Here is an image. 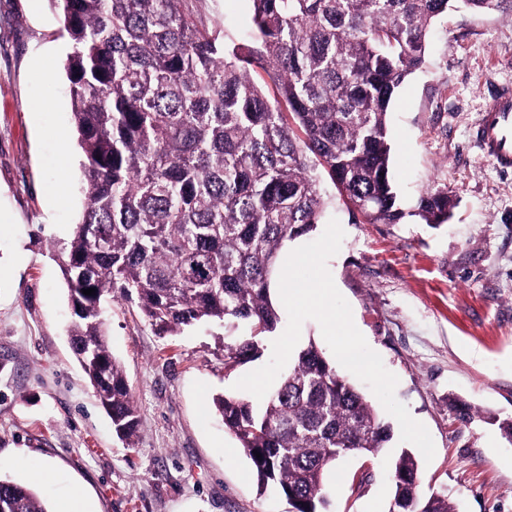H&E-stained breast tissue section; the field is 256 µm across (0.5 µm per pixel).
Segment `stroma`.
<instances>
[{
    "label": "stroma",
    "mask_w": 512,
    "mask_h": 512,
    "mask_svg": "<svg viewBox=\"0 0 512 512\" xmlns=\"http://www.w3.org/2000/svg\"><path fill=\"white\" fill-rule=\"evenodd\" d=\"M68 35L49 0H0V478L30 484L49 512L81 488L90 512H290L258 493L250 460L215 415L260 356L230 368L224 329L160 335L115 299L105 329L139 411L134 447L112 429L72 353L58 251L84 206L83 156L64 60ZM512 85V14L458 8L436 23L426 62L389 106L391 174L403 208L432 187L455 198L447 224H367L341 195L345 236L327 262L395 395L435 444L418 459L423 493L458 512H512V175L485 159L472 128L488 92ZM63 185L67 199L51 197ZM471 418L461 421L457 407ZM393 437L377 459L327 472L326 512H387Z\"/></svg>",
    "instance_id": "1"
}]
</instances>
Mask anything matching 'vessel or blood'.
I'll return each mask as SVG.
<instances>
[{
	"mask_svg": "<svg viewBox=\"0 0 512 512\" xmlns=\"http://www.w3.org/2000/svg\"><path fill=\"white\" fill-rule=\"evenodd\" d=\"M484 157L504 173L512 172V87L496 88L487 97L474 127Z\"/></svg>",
	"mask_w": 512,
	"mask_h": 512,
	"instance_id": "b4317fda",
	"label": "vessel or blood"
}]
</instances>
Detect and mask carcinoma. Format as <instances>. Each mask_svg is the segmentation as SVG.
I'll return each instance as SVG.
<instances>
[{
	"label": "carcinoma",
	"mask_w": 512,
	"mask_h": 512,
	"mask_svg": "<svg viewBox=\"0 0 512 512\" xmlns=\"http://www.w3.org/2000/svg\"><path fill=\"white\" fill-rule=\"evenodd\" d=\"M52 2L71 40L64 67L85 158V207L61 248L69 336L129 447L137 407L103 330V302L137 304L161 334L207 321L242 328L225 343L226 365L258 356L281 320L271 285L282 249L314 231L329 205L319 170L365 223H399L393 95L456 3L512 12V0H250L251 36L240 43L217 0ZM452 207L434 187L411 215L439 226ZM213 404L258 489L296 500L298 512H325V474L338 459H372L391 440L313 341L261 408L226 394ZM394 473V501L456 512L448 496L419 493L412 453ZM0 512L49 510L29 485L0 479Z\"/></svg>",
	"instance_id": "1"
}]
</instances>
